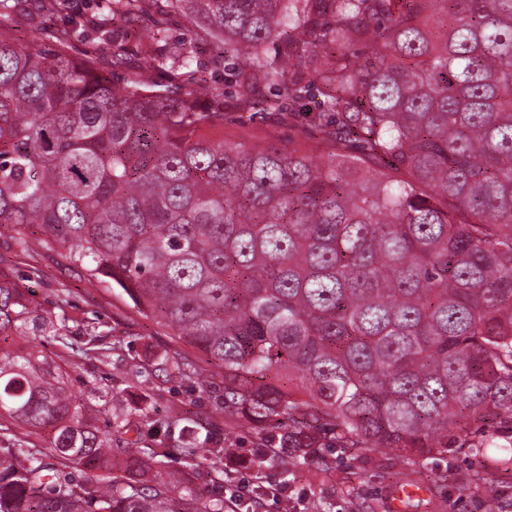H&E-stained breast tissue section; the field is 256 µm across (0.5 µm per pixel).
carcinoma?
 Here are the masks:
<instances>
[{
    "mask_svg": "<svg viewBox=\"0 0 512 512\" xmlns=\"http://www.w3.org/2000/svg\"><path fill=\"white\" fill-rule=\"evenodd\" d=\"M161 29L224 36L231 95L191 51H140L115 84L64 48L0 28V224L38 227L91 280L122 289L224 377V411L271 460L310 448L394 449L414 474L448 433L512 421V0H112ZM310 88L321 138H215L224 103L286 112ZM65 326L0 282V333ZM69 370L0 354V418L53 431L0 439V512H255L175 464L235 452L177 427L140 447L73 406ZM63 460L64 472L46 460ZM107 471L96 489L87 475Z\"/></svg>",
    "mask_w": 512,
    "mask_h": 512,
    "instance_id": "cac0c4a2",
    "label": "carcinoma"
}]
</instances>
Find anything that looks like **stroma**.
<instances>
[{
    "mask_svg": "<svg viewBox=\"0 0 512 512\" xmlns=\"http://www.w3.org/2000/svg\"><path fill=\"white\" fill-rule=\"evenodd\" d=\"M45 3L21 0L13 12L0 18L20 46H45L49 29L73 22L78 30L68 54L82 57L88 44H97V65L115 81L135 74L132 66L112 64V48L121 44L131 54L151 48L166 60L175 47L192 49L198 76L212 85L224 84L219 40L197 45L195 26L188 19H179L160 35L137 22L135 37L128 39L119 29L98 33L88 28L89 20L108 13L107 0H70L68 11L54 14L46 11ZM243 135L253 145L284 147L300 132L258 108L250 112L225 109V139ZM20 239L16 229L0 226V278L15 282L39 305L41 314L65 323L71 341H79L82 331L89 328L116 347L99 360L74 359L58 338L4 333L0 348L31 347L56 360L70 359L69 392L98 426H106L111 415L133 413L147 404L174 419L188 410L217 421L223 432L235 434L243 462L222 466L198 459V472L224 475L223 483L208 484V492L258 497V512H312L316 502L321 512H512V423L498 425L489 436L476 429L449 433L447 452L424 460L421 475L414 478L416 491L407 495L402 494L398 477L402 465L389 448H368L354 455L338 448L329 437L310 450L298 470H285L269 460L256 462L259 441L239 426L236 417L225 413L222 378H213L203 389L182 380L176 371L161 370V357L172 349L180 350L188 362L200 364L192 347L137 308L122 289L89 282L82 270L69 264L65 249L29 251ZM323 457L333 463V475L320 472L318 461ZM260 486L265 489L261 495L256 492Z\"/></svg>",
    "mask_w": 512,
    "mask_h": 512,
    "instance_id": "stroma-1",
    "label": "stroma"
}]
</instances>
